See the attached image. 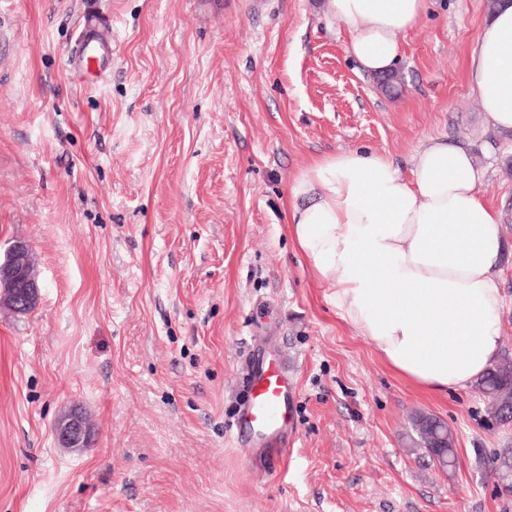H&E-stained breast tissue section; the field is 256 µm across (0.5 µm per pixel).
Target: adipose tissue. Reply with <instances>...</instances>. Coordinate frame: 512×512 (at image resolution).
I'll use <instances>...</instances> for the list:
<instances>
[{"label":"adipose tissue","mask_w":512,"mask_h":512,"mask_svg":"<svg viewBox=\"0 0 512 512\" xmlns=\"http://www.w3.org/2000/svg\"><path fill=\"white\" fill-rule=\"evenodd\" d=\"M428 0H331L362 72L392 73ZM486 124L512 132V0L490 13L468 61ZM483 171L436 138L409 175L360 150L316 160L292 184L289 233L338 315L395 371L429 391H467L498 360L501 215Z\"/></svg>","instance_id":"ef3b65f1"}]
</instances>
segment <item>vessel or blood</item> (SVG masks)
Returning <instances> with one entry per match:
<instances>
[{
    "mask_svg": "<svg viewBox=\"0 0 512 512\" xmlns=\"http://www.w3.org/2000/svg\"><path fill=\"white\" fill-rule=\"evenodd\" d=\"M80 73L93 75L112 67V47L96 38H88L70 57ZM250 396L235 422L237 437L264 433L271 445H281L283 436L294 425L296 389L282 364L255 362L247 375Z\"/></svg>",
    "mask_w": 512,
    "mask_h": 512,
    "instance_id": "obj_1",
    "label": "vessel or blood"
}]
</instances>
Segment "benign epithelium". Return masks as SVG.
Wrapping results in <instances>:
<instances>
[{"label": "benign epithelium", "mask_w": 512, "mask_h": 512, "mask_svg": "<svg viewBox=\"0 0 512 512\" xmlns=\"http://www.w3.org/2000/svg\"><path fill=\"white\" fill-rule=\"evenodd\" d=\"M38 299L39 285L29 247L18 241L0 260V305L17 314H27L36 307ZM54 434L60 447L80 448L88 444L91 428L84 413L73 409L56 422Z\"/></svg>", "instance_id": "benign-epithelium-1"}]
</instances>
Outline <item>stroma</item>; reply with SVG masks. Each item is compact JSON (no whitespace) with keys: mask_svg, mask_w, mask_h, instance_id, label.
<instances>
[{"mask_svg":"<svg viewBox=\"0 0 512 512\" xmlns=\"http://www.w3.org/2000/svg\"><path fill=\"white\" fill-rule=\"evenodd\" d=\"M96 12L112 68L69 64ZM487 0H432L395 90L362 73L329 0H0V259L32 252L36 308L0 306V512H512V450L475 389L430 394L343 322L286 217L291 184L362 149L408 174L466 147L502 213L512 356V133L466 72ZM298 390L288 447L231 427L252 355ZM91 419L59 447L56 420ZM455 439L440 471L410 417ZM54 434L60 447L80 448L88 444L91 428L84 413L73 409L56 422Z\"/></svg>","mask_w":512,"mask_h":512,"instance_id":"obj_1","label":"stroma"}]
</instances>
